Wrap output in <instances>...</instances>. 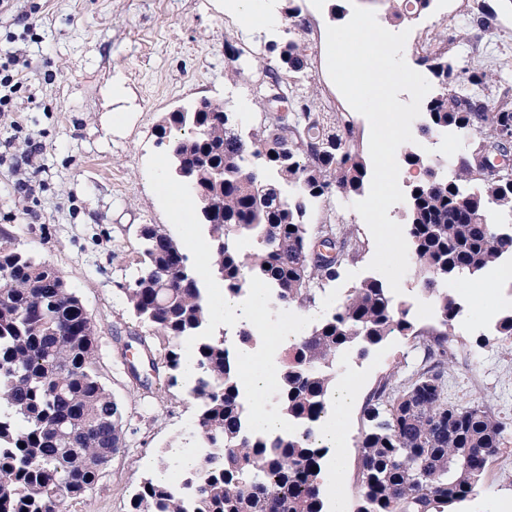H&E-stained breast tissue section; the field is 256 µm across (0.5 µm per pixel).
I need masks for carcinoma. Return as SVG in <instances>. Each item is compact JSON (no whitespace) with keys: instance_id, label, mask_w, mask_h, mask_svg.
<instances>
[{"instance_id":"carcinoma-1","label":"carcinoma","mask_w":512,"mask_h":512,"mask_svg":"<svg viewBox=\"0 0 512 512\" xmlns=\"http://www.w3.org/2000/svg\"><path fill=\"white\" fill-rule=\"evenodd\" d=\"M285 0L293 27L274 44L272 58L256 61L260 124L247 130L223 103L211 112H168L156 130L172 176L192 174L193 200L208 229L212 273L224 293L237 296L258 277L271 299L308 308L317 292L355 261L362 241L341 218L313 224L319 203L362 190L370 176L360 131L351 113L330 107L302 84L309 67L306 22ZM391 18L405 21L432 0H406ZM473 22L486 29L497 11L480 0ZM454 39L429 44L418 62L438 83L425 101L421 136L452 131L461 143L443 166L415 143L400 161L423 179L409 183L402 227L422 291L433 299L438 327L419 329L410 307L382 281L367 279L334 312L296 339L281 368L275 403L298 431L272 438L252 432L239 408L234 354L227 332L194 347L191 395L197 402L194 443L207 449L181 472L178 489L145 479L129 512H326L322 471L329 448L315 436L328 412L336 368L345 354L367 355L390 336H431L434 365L415 374L389 401V381L364 407L359 434L361 483L355 512H450L471 500L486 465L505 440V423L483 403L452 405L445 366L453 358L454 322L462 311L442 292L453 278H478L512 254V168L484 159L512 151V80L491 81L450 53ZM288 102L273 112L271 94ZM137 275L125 288L134 315L171 338L161 354L165 376L177 384L187 359L181 342L209 322L205 289L193 262L151 224L140 230ZM335 250L329 262L312 260L318 244ZM0 512H71L95 489L124 437L122 413L100 379L95 327L62 272L0 234ZM512 344V311L496 324ZM154 370L161 368L152 361ZM318 470H312V467Z\"/></svg>"}]
</instances>
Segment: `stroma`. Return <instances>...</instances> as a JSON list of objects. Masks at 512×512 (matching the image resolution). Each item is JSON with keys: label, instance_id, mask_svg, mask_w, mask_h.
<instances>
[{"label": "stroma", "instance_id": "stroma-1", "mask_svg": "<svg viewBox=\"0 0 512 512\" xmlns=\"http://www.w3.org/2000/svg\"><path fill=\"white\" fill-rule=\"evenodd\" d=\"M353 1L373 10L387 30L408 31L404 58L413 69L424 43L455 35L477 7V0H432L402 24L390 19L383 0H295L307 22L309 74L323 99L343 109L348 103L330 78L318 38L328 26L349 21ZM338 3L343 13L334 11ZM494 7L498 26L480 62L512 79V66H500L502 58H512V0H496ZM280 36V24L249 26L226 11L224 0H10L0 10V50L19 51L29 63L14 110L0 112V230L65 273L96 327L101 380L127 426L126 439L97 487L72 512H128L133 493L151 474L150 461L162 450L193 443L196 407L186 388L154 374L148 387L132 385L119 359L123 343L134 334L148 337L157 350L168 343L139 322L124 293L137 273L142 225L177 234L150 188L147 162L157 150L160 117L176 106L212 98L228 102L244 123H257L251 81L224 77V44L237 42L248 63L266 56ZM116 77L127 91L119 126L109 96ZM22 180L31 184V194L17 192ZM357 200L354 194L335 200L332 209L363 241L362 257L342 271L307 316L342 303L369 274L375 243L353 208ZM498 280L492 268L476 283L447 286L449 295L465 304L455 326L448 399L491 408L508 425L503 449L512 453V350L492 341L495 322L512 309V290L492 291ZM423 356L418 337L393 336L337 377L338 383H353L356 392L340 435L345 478L330 489L343 498L347 512L357 506L354 442L364 427L363 406L383 381L399 388L421 368ZM505 499L512 500L511 465L486 472L475 499L459 512H500Z\"/></svg>", "mask_w": 512, "mask_h": 512}]
</instances>
